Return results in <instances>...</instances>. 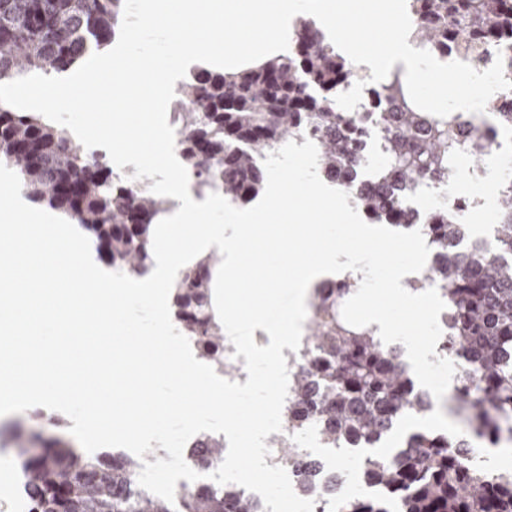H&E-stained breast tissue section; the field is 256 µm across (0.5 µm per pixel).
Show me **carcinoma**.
<instances>
[{
  "label": "carcinoma",
  "instance_id": "1",
  "mask_svg": "<svg viewBox=\"0 0 512 512\" xmlns=\"http://www.w3.org/2000/svg\"><path fill=\"white\" fill-rule=\"evenodd\" d=\"M124 0H0V83L34 71L61 73L81 61L90 46L108 45L120 29ZM420 19L416 37L436 55L448 42L474 39L512 43V0H411ZM288 53L245 72L225 75L199 69L176 93L180 157L198 194L222 193L233 206L260 192L266 171L260 160L286 141L314 137L317 171L347 192L372 220L410 230L402 223L403 200L422 181L458 174L452 128L454 112L438 118L409 98L403 74L391 72L373 93L398 103L377 122L386 140L379 174L384 191H366L354 147L356 122L337 108V92L355 73L307 18L299 20ZM21 180L29 199L62 212L97 243L109 247L108 263L141 277L152 264V224L169 208L153 194L150 178L117 174L103 157L88 152L58 124L0 104V163ZM493 227L496 257L478 241L467 250L466 224L438 209L425 225L435 256L422 279L446 304L441 350L479 365L478 377L460 403L463 435L415 429L386 459L369 456L360 469L363 487L397 501L399 512H512V470L488 472L465 464L472 442L492 444L512 420V191L498 198ZM219 266L210 256L181 271L172 312L200 359L229 377L224 331L214 320L210 284ZM357 287L345 279L315 291L308 335L291 371L286 434L270 439V465L292 470L295 493L327 512L342 473L314 458L294 470L302 448L291 436L317 426L321 444L375 448L405 414L433 408L410 375L400 348L366 330L353 333L337 310ZM12 444L33 502V512H265L262 499L234 485L200 484L175 492L170 504L138 484L139 461L121 452L89 458L62 434L46 437L16 425ZM219 462L223 443L194 445L187 459ZM340 512H389L368 497Z\"/></svg>",
  "mask_w": 512,
  "mask_h": 512
}]
</instances>
